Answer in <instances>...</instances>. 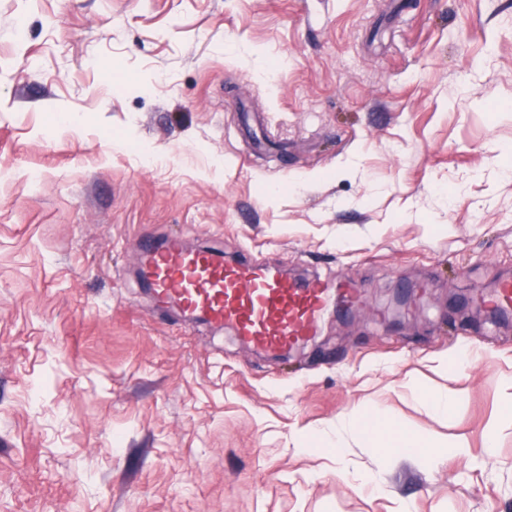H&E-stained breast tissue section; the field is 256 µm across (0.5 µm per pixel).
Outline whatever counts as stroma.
Instances as JSON below:
<instances>
[{
    "label": "stroma",
    "mask_w": 512,
    "mask_h": 512,
    "mask_svg": "<svg viewBox=\"0 0 512 512\" xmlns=\"http://www.w3.org/2000/svg\"><path fill=\"white\" fill-rule=\"evenodd\" d=\"M144 233L368 303L279 360L157 310ZM507 274L512 0H0V512H512ZM375 407L466 447L300 451ZM479 302L494 313L512 314V278H501L493 290L482 296ZM424 397L433 409L442 413L454 410L464 400V396L460 392L449 395L437 391H428L425 392Z\"/></svg>",
    "instance_id": "obj_1"
}]
</instances>
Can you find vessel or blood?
<instances>
[{"mask_svg": "<svg viewBox=\"0 0 512 512\" xmlns=\"http://www.w3.org/2000/svg\"><path fill=\"white\" fill-rule=\"evenodd\" d=\"M140 262L158 308L179 307L269 352L308 341L330 309L352 310L363 300L354 282L290 278L263 261L187 248L177 236L160 241L143 236ZM480 303L494 313L512 314V278H501Z\"/></svg>", "mask_w": 512, "mask_h": 512, "instance_id": "obj_1", "label": "vessel or blood"}]
</instances>
